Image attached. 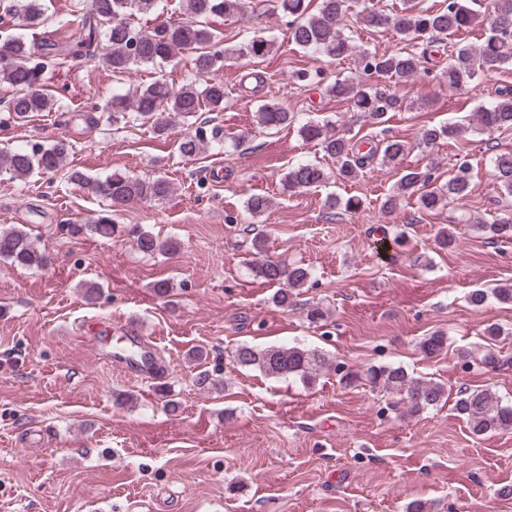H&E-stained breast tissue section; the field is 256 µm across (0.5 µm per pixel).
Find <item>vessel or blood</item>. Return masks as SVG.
Listing matches in <instances>:
<instances>
[{"label": "vessel or blood", "mask_w": 512, "mask_h": 512, "mask_svg": "<svg viewBox=\"0 0 512 512\" xmlns=\"http://www.w3.org/2000/svg\"><path fill=\"white\" fill-rule=\"evenodd\" d=\"M121 345L116 350L103 354L104 363L120 371L125 376L144 381L162 383L166 368L159 361L157 349L151 337L145 336L141 329L124 324Z\"/></svg>", "instance_id": "1"}]
</instances>
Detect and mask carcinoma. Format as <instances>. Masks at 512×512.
<instances>
[{
	"label": "carcinoma",
	"mask_w": 512,
	"mask_h": 512,
	"mask_svg": "<svg viewBox=\"0 0 512 512\" xmlns=\"http://www.w3.org/2000/svg\"><path fill=\"white\" fill-rule=\"evenodd\" d=\"M158 0H89L88 8L70 22L69 41L59 43L44 41L40 52L22 37L3 40L7 50L0 54V84L12 88L9 116L22 121L33 112H50L55 100L45 92L44 76L48 66L59 64L71 49L91 59L104 63L112 76L118 78L134 67H162L181 55L187 56L195 72V79L176 86L163 78H156L144 85L134 99L120 94L112 96L105 121L114 125L139 123L148 125L153 133H168L181 117L198 116L202 109L209 112L224 111V84L211 82L202 89L197 79L224 66L229 59L252 60L273 52L274 40L254 35L234 47L224 46L223 38L213 32L209 21L232 17L246 8V0H178L177 10L182 18L153 31L133 25L130 17L147 14L157 7ZM470 0H448L446 6L436 10L421 9L416 0H405L404 8L393 13L387 9L370 11L365 22L378 29L394 30L404 45L390 53L379 54L354 47L340 28V21L352 9L355 0H318L315 11H308L305 0H281V9L288 15V29L292 43L302 50L329 59L355 55L358 71L364 76L378 78L395 85L408 82L425 69V64L435 53L448 55V63L439 71V79L456 89H468L485 74L512 65V0H490L485 15L476 13ZM0 10L11 13L27 28L45 22L42 0H0ZM476 24L483 26L481 44L475 46L458 41L448 52L440 49L439 35H451ZM295 81L303 87L324 88L325 93L349 100L353 111L362 113L372 124L384 123L389 112H398L404 102L400 97L382 87H364L352 80L328 81L325 71H299ZM295 113L278 102H265L255 112L256 127L270 130L294 123ZM478 130L494 134L512 129V87L498 90L496 97L478 108ZM469 128L456 123H445L424 130L421 143L432 145L440 140H453L464 136ZM304 140L316 142L323 151L336 158L339 167L336 177L352 179L367 163L381 158L396 162L407 150L405 143L395 139H382L366 151L359 149L352 139L337 132H330L328 125L306 122L300 126ZM206 132L197 127L178 142L179 153L188 158L205 150ZM68 155V145L58 141L39 149L24 146L0 151V172L24 181L35 172L56 173L63 168ZM495 175L509 196L512 195V154H501L493 162ZM330 177L319 164L301 162L293 165L284 176V187L296 191L317 187ZM68 179L75 185L114 205L140 199L161 201L173 192L171 182L158 176L140 179L114 173L104 179L91 177L72 170ZM437 181L433 166L422 169H405L397 182L396 194L387 198L384 206L391 208L402 196L417 197L420 209L432 211L451 202L465 200L472 191L471 169L466 162L455 165L448 182L432 187ZM271 206V199L253 194L245 201V210L258 217ZM479 230L495 240H512V213L495 218L490 224L479 225ZM66 233L71 238L99 236L110 238L115 234L113 220L103 214L93 216L82 224H68ZM127 235L137 249L146 254L173 252L176 242L161 241L139 226L128 229ZM25 268H43L49 257L41 250L32 233L23 227L0 230V260ZM254 268L259 276L278 285L273 297L275 303L286 306L295 291L307 286L311 272L302 265L279 260L262 259ZM501 303H512V287L476 288L468 294L474 307L483 306L489 298ZM446 346V337L435 333L420 343L421 352L427 357L440 354ZM458 358L472 367H495L499 363L495 352L484 346L474 345L459 351ZM233 362L240 367L254 368L271 378H298L307 384L315 382L320 371L329 365L324 354L316 349L298 346H268L256 348L242 344L233 353ZM345 384L362 380L373 387L382 388L400 397L405 412L417 416L427 409L446 402L450 394L444 384L409 374L401 366L372 365L360 372L342 376ZM453 408L463 417L471 433L481 436L488 432L512 428V405L502 403L500 397L488 388L467 387L455 393Z\"/></svg>",
	"instance_id": "1"
}]
</instances>
